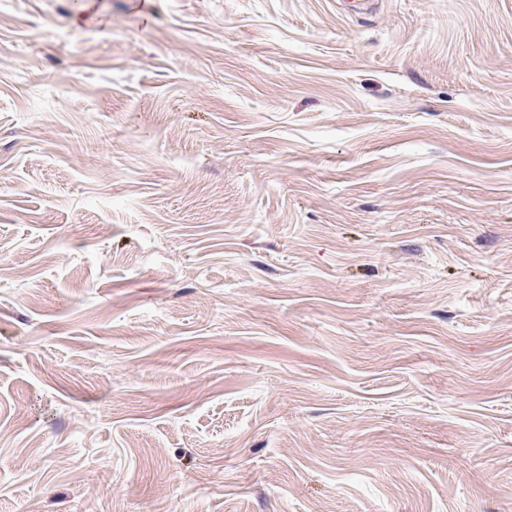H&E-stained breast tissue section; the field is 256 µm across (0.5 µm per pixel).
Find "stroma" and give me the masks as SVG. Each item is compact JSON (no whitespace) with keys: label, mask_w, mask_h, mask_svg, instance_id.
<instances>
[{"label":"stroma","mask_w":512,"mask_h":512,"mask_svg":"<svg viewBox=\"0 0 512 512\" xmlns=\"http://www.w3.org/2000/svg\"><path fill=\"white\" fill-rule=\"evenodd\" d=\"M0 0V512H512V0Z\"/></svg>","instance_id":"obj_1"}]
</instances>
